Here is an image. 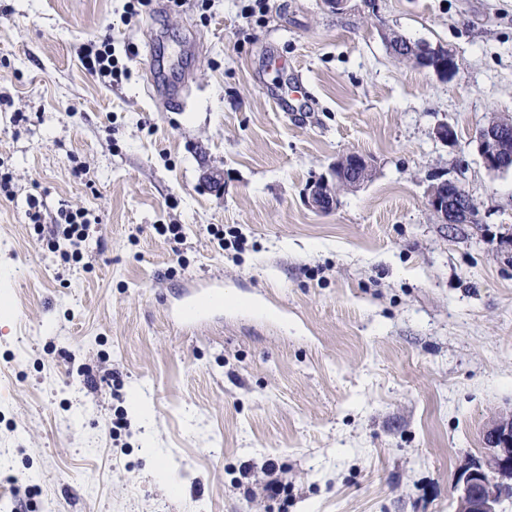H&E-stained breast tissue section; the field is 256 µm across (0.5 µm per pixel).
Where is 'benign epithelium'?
Instances as JSON below:
<instances>
[{"mask_svg": "<svg viewBox=\"0 0 512 512\" xmlns=\"http://www.w3.org/2000/svg\"><path fill=\"white\" fill-rule=\"evenodd\" d=\"M398 58H407L421 68L451 79L457 74L454 55L446 48L416 46L410 42L391 43ZM512 120L493 119L475 133L477 152L485 168L503 173L512 170V139L505 130ZM373 172L372 160L350 152L330 165L327 174L312 182L306 193L309 208L323 213L339 204L343 190H353L367 182ZM428 209L443 224H473L479 221L473 199L454 181L431 185L426 194ZM486 452L482 460L468 466L456 485V512H502L512 494V414L493 420L484 433Z\"/></svg>", "mask_w": 512, "mask_h": 512, "instance_id": "benign-epithelium-1", "label": "benign epithelium"}]
</instances>
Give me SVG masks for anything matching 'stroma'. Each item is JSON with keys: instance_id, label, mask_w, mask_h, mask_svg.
Instances as JSON below:
<instances>
[{"instance_id": "35a3bbf8", "label": "stroma", "mask_w": 512, "mask_h": 512, "mask_svg": "<svg viewBox=\"0 0 512 512\" xmlns=\"http://www.w3.org/2000/svg\"><path fill=\"white\" fill-rule=\"evenodd\" d=\"M253 2L0 0V512H455L512 413V171L472 141L512 118V0ZM393 32L456 77L394 57ZM106 37L119 83L82 64ZM151 53L184 111L151 94ZM348 152L372 179L314 212ZM444 179L481 228L428 209ZM32 196L46 224L98 217L80 259ZM213 281L222 311L171 316Z\"/></svg>"}]
</instances>
